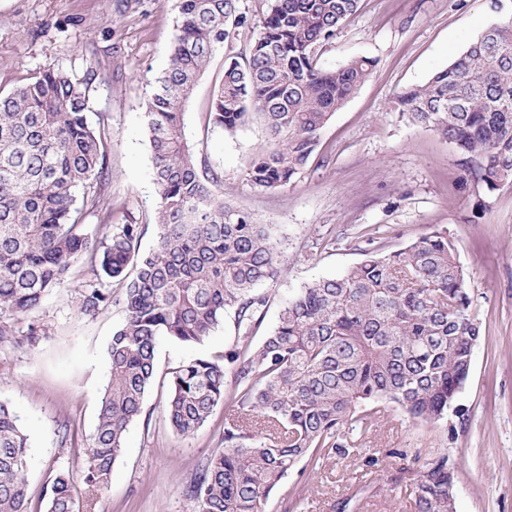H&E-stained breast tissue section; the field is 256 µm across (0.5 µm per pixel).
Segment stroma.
Returning a JSON list of instances; mask_svg holds the SVG:
<instances>
[{"label":"stroma","mask_w":512,"mask_h":512,"mask_svg":"<svg viewBox=\"0 0 512 512\" xmlns=\"http://www.w3.org/2000/svg\"><path fill=\"white\" fill-rule=\"evenodd\" d=\"M179 0H0V91H10L46 63L81 71L100 60L111 75L93 93L91 120L112 130L106 149L105 196L112 223L144 227L141 251L158 239L157 194L145 103L169 64ZM360 0L318 63L336 69L349 60L375 62L371 77L322 129L307 166L292 185L264 191L248 179L249 157L265 143L266 126L252 117L235 133L214 128L207 112L222 63L199 81L185 114L188 141L208 168L221 173L224 199L272 225L284 238L288 275L268 287L265 328L282 302L304 284L340 275L374 250L392 251L437 229L447 230L466 274L481 325L468 381L447 423L406 420L387 407L383 422L362 434L375 458L371 488L349 460L294 470L273 495L271 512H412L407 481L392 451L448 453L459 467L456 512H512V185L490 191L464 178L453 144L411 124L397 95L424 84L501 15L512 0ZM93 275L80 260L65 284L30 317L0 313L16 335L41 325L38 345H0V402L9 404L29 436L28 507L44 512L45 486L71 471L81 512H194L184 490L199 465L222 448L224 406L195 435H177L163 410L173 368L184 360H220L234 342L225 316L203 342L160 339L156 377L117 457L112 480L94 493L79 477L109 374L107 345L122 323L124 290L110 282L111 304L81 315L75 298Z\"/></svg>","instance_id":"stroma-1"}]
</instances>
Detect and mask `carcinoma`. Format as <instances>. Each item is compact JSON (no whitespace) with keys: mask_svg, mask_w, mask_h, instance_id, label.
Segmentation results:
<instances>
[{"mask_svg":"<svg viewBox=\"0 0 512 512\" xmlns=\"http://www.w3.org/2000/svg\"><path fill=\"white\" fill-rule=\"evenodd\" d=\"M359 0H269L248 56L224 59L208 122L235 132L255 110L268 138L247 164L262 190L287 188L315 151L320 131L371 76L356 58L336 70L318 65L323 45ZM237 0H179L170 64L146 103L158 196L156 246L140 251L141 224L104 222L97 245L81 233L103 202L110 128L93 125L92 92L101 63L82 75L52 63L0 93V311L30 315L71 267L88 256L99 282L76 297L94 315L124 284V320L107 347L108 383L82 474L91 491L108 488L129 427L155 377L157 342L197 344L234 315L236 340L220 362L193 358L171 371L165 414L191 436L214 409L224 447L186 490L196 512H270L272 495L298 466L338 456L358 465L353 434L379 424L387 405L410 419L441 424L471 372L480 324L462 266L445 231L389 253L369 252L341 276L314 280L280 309L263 336L270 295L288 264L269 224L224 201L221 174L202 167L185 136L184 115L231 29L251 24ZM481 33L422 86L402 91L400 112L453 143L467 179L490 191L512 184V16ZM82 206H77V201ZM231 373L234 388L226 389ZM29 437L0 403V512H28ZM413 512H455L448 486L458 468L448 454L413 455ZM70 471L46 488V512H78Z\"/></svg>","mask_w":512,"mask_h":512,"instance_id":"obj_1","label":"carcinoma"}]
</instances>
